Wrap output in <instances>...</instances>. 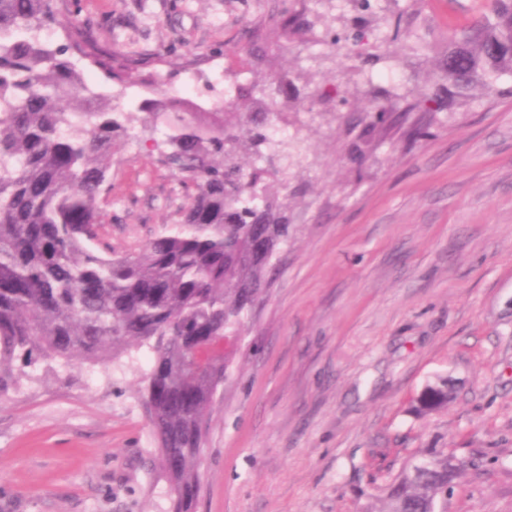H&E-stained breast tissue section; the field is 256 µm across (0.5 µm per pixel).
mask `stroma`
Wrapping results in <instances>:
<instances>
[{
	"mask_svg": "<svg viewBox=\"0 0 512 512\" xmlns=\"http://www.w3.org/2000/svg\"><path fill=\"white\" fill-rule=\"evenodd\" d=\"M295 0L309 22L284 47L276 0H54L102 49L160 52L165 89L209 107L277 73L290 133L270 193L290 237L266 295L228 348L207 418L197 512H367L405 461L455 451L447 512H512V78L427 112L455 31L487 0ZM363 32L362 52L343 43ZM273 49L234 54L253 33ZM393 101L362 160L374 105ZM112 150L100 240L138 251L179 223L194 188L140 136ZM422 128L420 138L409 135ZM152 351L109 362L47 358L0 396V512H170L143 404ZM459 383L447 410L415 419L425 383Z\"/></svg>",
	"mask_w": 512,
	"mask_h": 512,
	"instance_id": "35a3bbf8",
	"label": "stroma"
}]
</instances>
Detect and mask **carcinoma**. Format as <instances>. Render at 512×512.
Instances as JSON below:
<instances>
[{"mask_svg": "<svg viewBox=\"0 0 512 512\" xmlns=\"http://www.w3.org/2000/svg\"><path fill=\"white\" fill-rule=\"evenodd\" d=\"M281 37L306 25L290 0H279ZM57 23L53 0H0V394L39 357L103 360L150 344L143 402L156 434L161 476L173 512H195L206 415L224 382V338L237 337L244 313L260 300L276 245L288 222L264 185L270 172L246 168L238 148L249 140L257 159L282 142L266 130L265 112L225 109L284 91L275 79L238 83L210 109L170 95L137 59L99 52L79 24L64 25L67 43L52 47L40 32ZM76 51L124 87L144 93V127L165 128L159 161L194 186L181 222L132 254L98 246V199L116 140L132 117L120 95L102 103L70 56ZM257 61L262 38L242 47ZM439 69L450 101L512 75V0H493L490 15L448 43ZM395 105H379L365 123L370 136ZM456 398L448 377L428 381L410 405L423 418ZM455 456L429 448L413 456L389 485L377 512H445L460 476Z\"/></svg>", "mask_w": 512, "mask_h": 512, "instance_id": "cac0c4a2", "label": "carcinoma"}]
</instances>
